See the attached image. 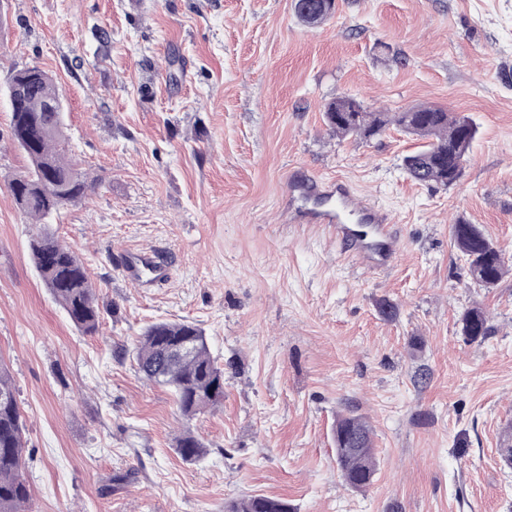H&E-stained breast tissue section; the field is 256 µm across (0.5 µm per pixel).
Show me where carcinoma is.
<instances>
[{
	"mask_svg": "<svg viewBox=\"0 0 512 512\" xmlns=\"http://www.w3.org/2000/svg\"><path fill=\"white\" fill-rule=\"evenodd\" d=\"M295 16L316 27L336 12L330 0H298ZM9 96L16 103L11 111V133L16 147L27 158L26 170L15 177L10 189L19 210L43 220L67 203H77L90 189L87 174L68 160L64 114L60 93L52 77L33 65L15 71ZM326 126L342 136L370 140L395 126L425 141L404 156L408 175L421 184L448 187L463 174L458 163L468 154L477 128L466 116L441 107L417 106L402 112H369L353 97L345 96L324 106ZM454 245L466 257L469 276L480 288H493L507 272L505 257L483 230L464 219L452 224ZM31 259L41 280L74 325L86 335L96 332L99 304L84 262L53 234L44 230L29 244ZM460 332L479 342L488 335L487 316L479 307L465 311ZM192 350L181 355L184 343ZM137 369L147 380L169 387L181 415L187 419L224 401V369L211 355L203 330L188 322H155L140 334L136 346ZM25 425L11 376L0 362V512H27L32 496L24 475ZM336 462L343 482L364 490L373 482L376 457L373 432L361 416L349 413L337 419L334 431ZM175 448L186 460H199L204 443L189 431L175 438ZM224 512H291L287 501L268 496L231 500Z\"/></svg>",
	"mask_w": 512,
	"mask_h": 512,
	"instance_id": "cac0c4a2",
	"label": "carcinoma"
}]
</instances>
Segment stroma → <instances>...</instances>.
Segmentation results:
<instances>
[{"mask_svg": "<svg viewBox=\"0 0 512 512\" xmlns=\"http://www.w3.org/2000/svg\"><path fill=\"white\" fill-rule=\"evenodd\" d=\"M311 28L292 0H0V361L25 419L31 512H224L251 495L294 512H512V270L474 287L450 227L512 256V0H336ZM36 65L63 97L69 155L97 181L52 229L82 259L101 312L82 334L29 254L35 224L8 182L25 156L7 83ZM431 105L478 134L454 185L411 180L416 140L330 135L325 103ZM349 182L388 213L392 265H360L290 221L289 178ZM155 249L168 283L135 287L117 256ZM395 304L394 318L378 309ZM482 308L472 343L459 319ZM159 320L203 329L224 402L192 420L137 371ZM369 422L364 491L333 429ZM191 429L207 446L182 459ZM129 480L112 485L113 476ZM459 324L461 334L472 342H481L488 335L487 316L479 307L465 311ZM175 448L186 460H199L205 453L204 443L189 431H185L175 438Z\"/></svg>", "mask_w": 512, "mask_h": 512, "instance_id": "35a3bbf8", "label": "stroma"}]
</instances>
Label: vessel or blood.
I'll use <instances>...</instances> for the list:
<instances>
[{"label":"vessel or blood","instance_id":"obj_1","mask_svg":"<svg viewBox=\"0 0 512 512\" xmlns=\"http://www.w3.org/2000/svg\"><path fill=\"white\" fill-rule=\"evenodd\" d=\"M291 190L303 204L296 221L332 229L346 249L370 267L391 265L397 233L390 218L358 202L345 184L322 186L315 181L296 180ZM119 268L127 282L142 287L165 282L169 276L157 252L148 249L123 250Z\"/></svg>","mask_w":512,"mask_h":512}]
</instances>
